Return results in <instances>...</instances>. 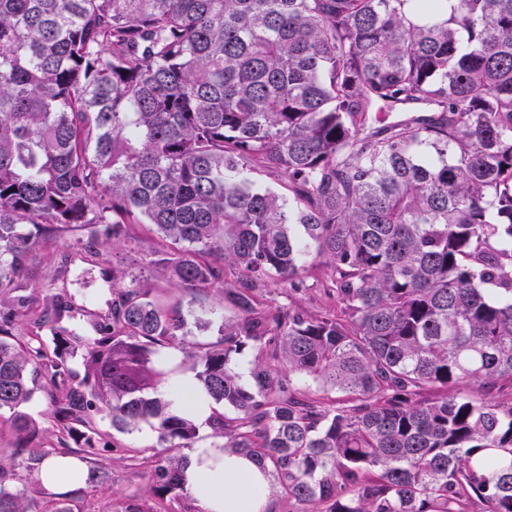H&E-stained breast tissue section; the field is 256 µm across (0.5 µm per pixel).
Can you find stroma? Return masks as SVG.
I'll list each match as a JSON object with an SVG mask.
<instances>
[{
	"instance_id": "stroma-1",
	"label": "stroma",
	"mask_w": 512,
	"mask_h": 512,
	"mask_svg": "<svg viewBox=\"0 0 512 512\" xmlns=\"http://www.w3.org/2000/svg\"><path fill=\"white\" fill-rule=\"evenodd\" d=\"M129 234L130 242L116 250L104 244L89 247L68 235L30 253L22 280L28 303L14 329L16 340L24 342L38 333L46 349H53L52 333L37 330L35 322L51 296L58 293L66 295L73 306L74 317L68 320V328L85 331L90 315L111 308L112 273L121 268L143 272L151 288V300L168 311L211 310L216 317H231L220 286L195 288L180 284L159 264L163 247L145 226L131 225ZM327 286V269L318 266L311 271L303 293L290 296L281 289L268 288L263 292L261 304L271 309L332 311L336 308V297L329 294ZM96 425L98 445L91 460L107 470L111 478L93 489L83 481H76L70 496L79 512H107L112 500L146 494L152 457L160 450L157 433L149 424H140L129 433L116 431L106 418L97 419ZM112 442L126 446V453L109 451Z\"/></svg>"
}]
</instances>
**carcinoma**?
Masks as SVG:
<instances>
[{
    "instance_id": "cac0c4a2",
    "label": "carcinoma",
    "mask_w": 512,
    "mask_h": 512,
    "mask_svg": "<svg viewBox=\"0 0 512 512\" xmlns=\"http://www.w3.org/2000/svg\"><path fill=\"white\" fill-rule=\"evenodd\" d=\"M373 112H408L373 126ZM278 173L288 194L258 183ZM149 224L178 282L232 277L234 316L170 315L145 280L53 357L12 338L29 252L73 232L117 246ZM332 270L336 312L272 311L261 289ZM0 512L33 508L50 456L22 407L191 448L159 348L190 353L221 447L267 470L296 512H512V0H0ZM62 294L40 317L70 316ZM257 351L252 386L237 355ZM81 351L78 386L64 354ZM339 393L330 409L301 388ZM158 456L149 506L190 497Z\"/></svg>"
}]
</instances>
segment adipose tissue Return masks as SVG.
<instances>
[{"instance_id": "1", "label": "adipose tissue", "mask_w": 512, "mask_h": 512, "mask_svg": "<svg viewBox=\"0 0 512 512\" xmlns=\"http://www.w3.org/2000/svg\"><path fill=\"white\" fill-rule=\"evenodd\" d=\"M186 486L203 512H268L269 481L249 458L207 441L193 448Z\"/></svg>"}]
</instances>
